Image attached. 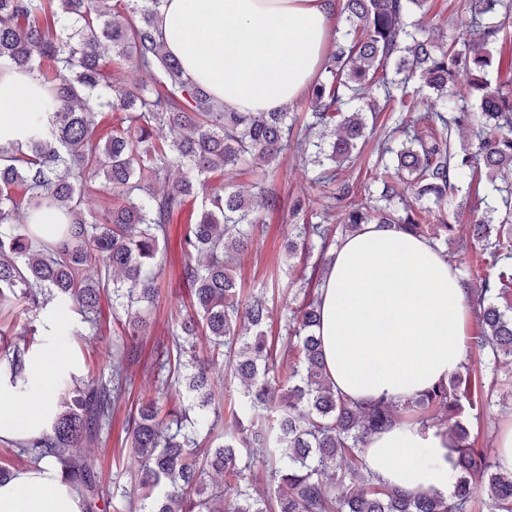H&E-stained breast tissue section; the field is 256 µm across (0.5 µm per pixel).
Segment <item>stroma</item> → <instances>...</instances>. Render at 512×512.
Listing matches in <instances>:
<instances>
[{"label":"stroma","instance_id":"1","mask_svg":"<svg viewBox=\"0 0 512 512\" xmlns=\"http://www.w3.org/2000/svg\"><path fill=\"white\" fill-rule=\"evenodd\" d=\"M394 126V114L381 113L376 125L375 140L363 147L352 167L342 171L343 179L359 184L371 182L378 170L375 141L390 134ZM317 173V168L303 165L294 153L286 154L280 169L266 183L268 189L278 194L280 208L266 216L263 234L254 240L235 268L237 279L246 292L266 296L278 306L284 304L288 298L287 285L291 280L282 257L283 242L292 225L316 224L322 218L321 204H313L309 210L301 212L293 208L296 196L308 187ZM182 261L176 245H169L164 253L165 272L161 278V295L151 333L135 341L143 357H150L157 342L171 336L176 328L178 314L188 302L186 291L179 279ZM79 325L80 335L62 338L61 352L68 355L78 366L83 365L86 359H95L102 373H110L107 354L113 342L124 336L121 325L112 319L111 309H104L99 329H92L86 324ZM156 385V374L137 375L112 425L103 429L95 454L104 485H111L115 481L123 485L129 484L131 475L136 473L137 462L134 456L130 450L121 447L125 437L122 427L132 405L153 395ZM511 421L512 389L505 387L495 392L491 405L484 408L479 418H467L466 424L471 434L477 436L479 446L483 447L497 444L501 431Z\"/></svg>","mask_w":512,"mask_h":512}]
</instances>
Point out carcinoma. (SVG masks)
<instances>
[{
  "mask_svg": "<svg viewBox=\"0 0 512 512\" xmlns=\"http://www.w3.org/2000/svg\"><path fill=\"white\" fill-rule=\"evenodd\" d=\"M0 0V72L30 71L45 88L30 115L25 143L0 145V321L15 327L31 308L55 304L99 324L101 293L125 314L130 336L148 335L163 274L160 245L188 212L179 234L180 275L190 292L167 345L153 366L168 374L127 417V440L140 460L136 488L105 491L90 446L121 406L135 346H112V376L87 364L56 379L57 414L50 430L9 444L32 464L49 455L84 512L107 510L124 498L127 512H512V472H503L476 445L461 420L464 407L484 406L503 361H512V185L495 187L493 202L474 209L470 243L489 258L491 272L463 279L469 312L482 330L448 382L402 403L383 398L362 408L336 393L323 357L320 294L336 238L364 224H396L414 236L448 243L454 225L444 207L469 177L479 195L512 169V0H466L467 21L453 34L408 21L427 0H342L347 29L327 53L323 73L307 89L308 132L296 155L322 171L316 188L341 211L331 224H296L285 249L300 255L299 288L283 311L243 292L233 261L264 230L259 214L280 207L264 190L209 187L202 174L236 171L263 182L288 148L285 112H226L184 73L157 38L162 0ZM500 47L497 81L487 79L490 48ZM133 68L156 86L109 83L106 72ZM471 75L466 87L457 70ZM382 90V99L365 93ZM354 101L363 105L347 111ZM122 114L105 140L94 139L102 112ZM402 112L377 142L382 185L338 180L355 160L381 112ZM473 132L469 148L452 150L455 130ZM187 168L171 180L168 168ZM407 174L411 197L393 175ZM112 192V207L94 208L95 184ZM23 193L16 194V189ZM96 267L100 277L85 275ZM280 315L281 337L266 326ZM478 354L474 367L471 352ZM42 349L25 338L0 362V378L17 385L26 360ZM225 366L242 386L241 402L224 409L211 392ZM185 390L175 409L164 402ZM405 423L442 429L457 453L452 494L410 497L374 481L362 469L369 438Z\"/></svg>",
  "mask_w": 512,
  "mask_h": 512,
  "instance_id": "1",
  "label": "carcinoma"
}]
</instances>
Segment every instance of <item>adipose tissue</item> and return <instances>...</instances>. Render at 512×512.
<instances>
[{"label":"adipose tissue","instance_id":"adipose-tissue-1","mask_svg":"<svg viewBox=\"0 0 512 512\" xmlns=\"http://www.w3.org/2000/svg\"><path fill=\"white\" fill-rule=\"evenodd\" d=\"M331 9V0H165L159 28L186 75L226 109L278 112L322 63ZM41 93L28 72L0 76V144L19 139L25 108ZM467 318L454 263L426 239L366 224L332 252L317 334L336 391L366 406L382 397L402 402L447 381L464 359ZM30 395L41 399L45 417L9 415ZM55 410L51 392L26 395L0 382V439L40 434ZM454 459L442 430L400 425L370 439L363 470L412 495L448 494ZM0 512H81L80 497L47 458L0 484Z\"/></svg>","mask_w":512,"mask_h":512}]
</instances>
